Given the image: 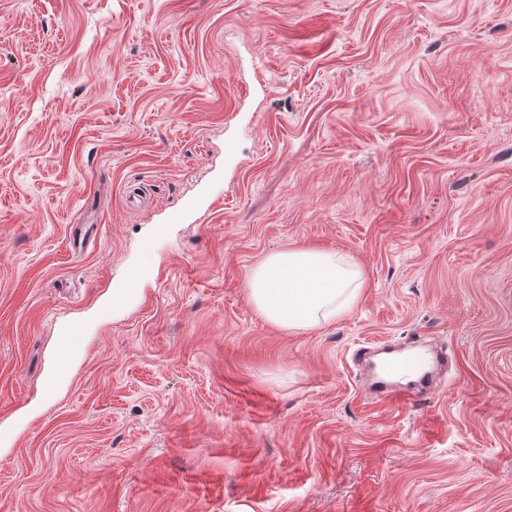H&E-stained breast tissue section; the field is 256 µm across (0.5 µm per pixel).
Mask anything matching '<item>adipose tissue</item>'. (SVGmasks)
I'll return each mask as SVG.
<instances>
[{"instance_id":"1","label":"adipose tissue","mask_w":512,"mask_h":512,"mask_svg":"<svg viewBox=\"0 0 512 512\" xmlns=\"http://www.w3.org/2000/svg\"><path fill=\"white\" fill-rule=\"evenodd\" d=\"M362 288L358 264L341 254L289 248L265 255L250 270L247 293L255 310L284 328H309L348 313Z\"/></svg>"}]
</instances>
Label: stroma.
I'll list each match as a JSON object with an SVG mask.
<instances>
[{
	"mask_svg": "<svg viewBox=\"0 0 512 512\" xmlns=\"http://www.w3.org/2000/svg\"><path fill=\"white\" fill-rule=\"evenodd\" d=\"M294 247L348 315L256 312ZM0 512H512V0H0ZM362 271L350 258L315 248L265 255L250 270L247 293L255 310L284 328L336 321L357 303ZM80 334V327L75 322L65 323L59 327L56 344V374L68 375L72 365L71 337ZM419 348L412 359L406 361H397L392 363L386 371V377L389 380H395L407 376L410 373L418 374L420 378L421 388L418 386H407V382L412 380L400 379L402 383L397 381H388L379 377L369 379L365 384L366 391L371 395L390 396L397 395L404 400H414L425 395L426 391L432 386L433 367L439 365L443 358L438 353L426 351L422 347Z\"/></svg>",
	"mask_w": 512,
	"mask_h": 512,
	"instance_id": "stroma-1",
	"label": "stroma"
}]
</instances>
